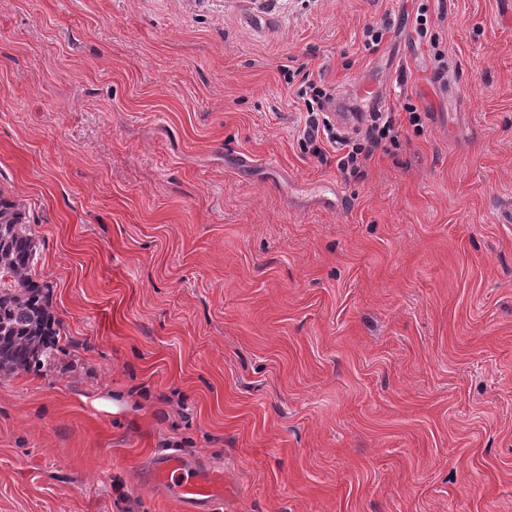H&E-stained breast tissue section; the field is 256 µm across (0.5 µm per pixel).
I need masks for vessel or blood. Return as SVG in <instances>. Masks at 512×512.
Instances as JSON below:
<instances>
[{"label": "vessel or blood", "instance_id": "obj_1", "mask_svg": "<svg viewBox=\"0 0 512 512\" xmlns=\"http://www.w3.org/2000/svg\"><path fill=\"white\" fill-rule=\"evenodd\" d=\"M156 483L166 486L182 512H211L223 494L221 483L203 463L168 454L154 457L150 465Z\"/></svg>", "mask_w": 512, "mask_h": 512}]
</instances>
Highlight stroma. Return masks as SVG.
Here are the masks:
<instances>
[{
	"label": "stroma",
	"instance_id": "35a3bbf8",
	"mask_svg": "<svg viewBox=\"0 0 512 512\" xmlns=\"http://www.w3.org/2000/svg\"><path fill=\"white\" fill-rule=\"evenodd\" d=\"M289 69L424 131L346 180ZM0 191L62 334L0 512H179L167 452L213 512H512V0H0ZM152 479L166 486L185 512H211L210 505L223 494L222 484L202 462L168 454L154 457Z\"/></svg>",
	"mask_w": 512,
	"mask_h": 512
}]
</instances>
